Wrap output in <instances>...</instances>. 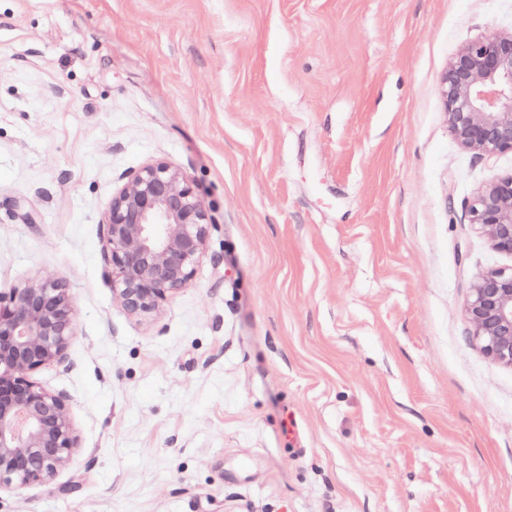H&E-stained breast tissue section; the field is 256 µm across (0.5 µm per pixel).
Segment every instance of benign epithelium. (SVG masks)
<instances>
[{
  "label": "benign epithelium",
  "instance_id": "7a95c632",
  "mask_svg": "<svg viewBox=\"0 0 512 512\" xmlns=\"http://www.w3.org/2000/svg\"><path fill=\"white\" fill-rule=\"evenodd\" d=\"M448 128L465 149L492 158L512 151V31L468 42L440 83ZM491 247L512 256V173L480 187L466 206ZM103 249L113 292L132 316L157 312L192 284L207 255L211 222L184 175L154 160L112 193ZM76 308L66 284L31 279L0 290V490L45 484L80 448L69 397L42 386V367L70 368ZM468 339L512 368V266L473 282Z\"/></svg>",
  "mask_w": 512,
  "mask_h": 512
}]
</instances>
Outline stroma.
Masks as SVG:
<instances>
[{
    "instance_id": "35a3bbf8",
    "label": "stroma",
    "mask_w": 512,
    "mask_h": 512,
    "mask_svg": "<svg viewBox=\"0 0 512 512\" xmlns=\"http://www.w3.org/2000/svg\"><path fill=\"white\" fill-rule=\"evenodd\" d=\"M512 0H0V289L63 281L81 447L0 512H512V368L466 338L512 265L468 223L439 83ZM163 159L206 257L128 315L110 196ZM76 491H69V484Z\"/></svg>"
}]
</instances>
